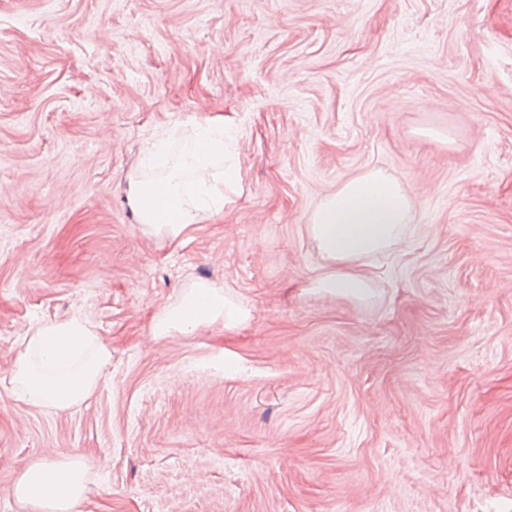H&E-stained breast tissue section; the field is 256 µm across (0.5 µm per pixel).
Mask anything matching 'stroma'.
<instances>
[{
	"label": "stroma",
	"mask_w": 512,
	"mask_h": 512,
	"mask_svg": "<svg viewBox=\"0 0 512 512\" xmlns=\"http://www.w3.org/2000/svg\"><path fill=\"white\" fill-rule=\"evenodd\" d=\"M241 168L175 241L131 210L197 124ZM380 167L403 242L319 290L318 204ZM198 283L248 319L165 336ZM80 319L95 392L16 395L26 333ZM81 512H512V0H0V512L32 463Z\"/></svg>",
	"instance_id": "1"
}]
</instances>
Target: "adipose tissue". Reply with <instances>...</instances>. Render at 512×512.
I'll use <instances>...</instances> for the list:
<instances>
[{
  "instance_id": "1",
  "label": "adipose tissue",
  "mask_w": 512,
  "mask_h": 512,
  "mask_svg": "<svg viewBox=\"0 0 512 512\" xmlns=\"http://www.w3.org/2000/svg\"><path fill=\"white\" fill-rule=\"evenodd\" d=\"M224 124L207 123L192 142L184 159L185 169L198 171L223 156L226 148ZM238 179L236 169H225L223 188L206 183L192 187L194 205H186L171 179L129 184L128 199L141 223L157 234L178 239L202 214L224 207V187ZM413 219L410 197L401 183L380 168L366 170L348 179L335 194L313 211L308 230L333 273L321 282L324 290L353 298H364L372 282L366 261L399 244L401 231ZM248 317L246 311L228 301L221 287L201 283L171 308L156 332L165 335L224 322L235 326ZM111 354L93 330L77 319L52 323L29 331L23 338L10 377L21 394L56 410H67L84 402L97 388L101 372ZM87 465L76 459L66 463L37 462L25 470L11 493L27 503L31 512H80L85 493Z\"/></svg>"
}]
</instances>
